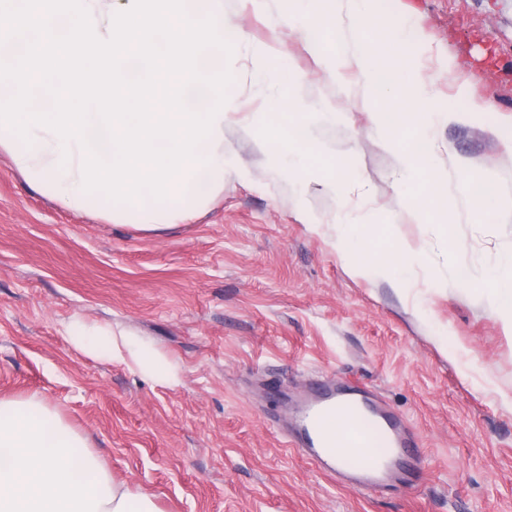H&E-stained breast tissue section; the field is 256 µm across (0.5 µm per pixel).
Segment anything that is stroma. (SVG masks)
I'll return each instance as SVG.
<instances>
[{
  "label": "stroma",
  "instance_id": "stroma-1",
  "mask_svg": "<svg viewBox=\"0 0 512 512\" xmlns=\"http://www.w3.org/2000/svg\"><path fill=\"white\" fill-rule=\"evenodd\" d=\"M267 9L224 0L244 48L282 59L279 84L313 115L316 160L294 179L250 120L225 125L243 175L207 212L160 235L64 208L0 152V398L43 400L116 480L160 512H512V328L472 264L512 250V222H470L463 183L512 175V0H372L383 27L408 25L405 57L446 157L449 236L406 221L400 131L378 127L381 94L355 70L333 78L306 36ZM347 202L359 219L427 254L401 289L357 273L334 243ZM107 325L150 345L177 383L94 358L64 327ZM447 337L440 349L439 337ZM327 377L370 387L408 420L429 462L416 487L366 493L334 483L286 447L273 415Z\"/></svg>",
  "mask_w": 512,
  "mask_h": 512
}]
</instances>
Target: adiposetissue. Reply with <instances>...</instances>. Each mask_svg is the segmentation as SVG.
I'll return each instance as SVG.
<instances>
[{
	"mask_svg": "<svg viewBox=\"0 0 512 512\" xmlns=\"http://www.w3.org/2000/svg\"><path fill=\"white\" fill-rule=\"evenodd\" d=\"M260 123L287 127L291 150L282 155L289 177L308 166L312 127L302 118V104L289 93L267 99ZM368 225L342 220L338 250L355 260L357 270H371L400 284L404 271L424 263L421 251L389 246L373 248ZM71 343L87 355L107 356L128 367L149 370L166 381L177 375L164 358L130 334L109 327L72 324ZM0 512H158L148 493L113 478L88 448L84 437L65 424L37 397L0 399Z\"/></svg>",
	"mask_w": 512,
	"mask_h": 512,
	"instance_id": "1",
	"label": "adipose tissue"
}]
</instances>
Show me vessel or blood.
<instances>
[{"label":"vessel or blood","mask_w":512,"mask_h":512,"mask_svg":"<svg viewBox=\"0 0 512 512\" xmlns=\"http://www.w3.org/2000/svg\"><path fill=\"white\" fill-rule=\"evenodd\" d=\"M363 425L372 453L346 458L329 426L336 414ZM285 445L308 457L319 471L370 493H383L421 478L419 441L406 418L368 389L347 391L329 382L297 405L295 426Z\"/></svg>","instance_id":"vessel-or-blood-1"}]
</instances>
